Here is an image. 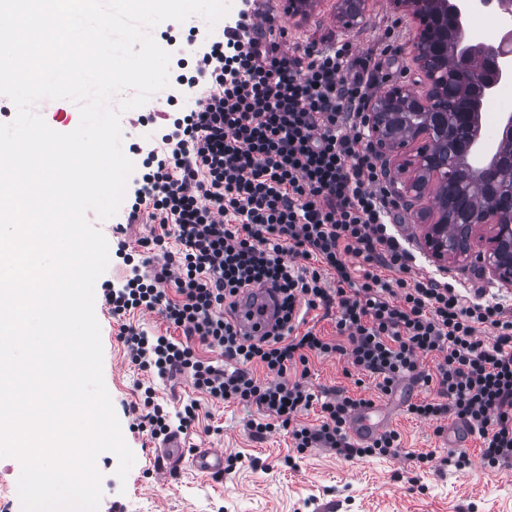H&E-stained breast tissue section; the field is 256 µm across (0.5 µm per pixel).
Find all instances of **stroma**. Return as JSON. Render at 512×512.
<instances>
[{"instance_id": "35a3bbf8", "label": "stroma", "mask_w": 512, "mask_h": 512, "mask_svg": "<svg viewBox=\"0 0 512 512\" xmlns=\"http://www.w3.org/2000/svg\"><path fill=\"white\" fill-rule=\"evenodd\" d=\"M340 0H318L306 18H279L288 32L289 47L314 44L324 48L351 43L356 55L370 57L380 67L375 95L392 84L408 80L415 65L411 32L405 19L394 12L388 0H365L361 22L350 29L340 19ZM177 84L156 93L142 108L125 112L121 119L122 146H137L134 164H141L154 146L153 129L140 125L141 114L166 108L167 99L180 96ZM427 191L420 205L402 209V236L415 257L414 271L452 283L462 293H484L486 299L512 305V288L491 280L473 263L460 259L436 262L424 241V214L434 201ZM95 314L101 327L103 377L121 425L125 442L135 455L126 480L115 471L118 459L103 452L97 458L102 474L103 497L99 512H512V462L495 467L480 458V441L469 448L471 466L459 473L432 460L418 467L415 456L439 451L454 424L425 421L407 411L408 403L425 393L395 388L379 394L373 379L355 382L345 376V363L336 357H311L308 383L316 393L345 391L355 398H373L384 409L389 429L401 438L398 456H372L346 460L327 448L297 451L288 431L272 429L264 436L251 435L245 424L261 419L256 406L220 404L201 400L199 423L186 439L223 449L237 458L235 469L204 476L189 465H181L168 482L157 481L149 448V436L132 426L129 406L143 398V385H152L160 403L176 406L194 396L189 378L160 380L131 364L118 338L121 322L111 318L103 304Z\"/></svg>"}]
</instances>
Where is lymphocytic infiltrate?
I'll return each instance as SVG.
<instances>
[{
  "label": "lymphocytic infiltrate",
  "instance_id": "obj_1",
  "mask_svg": "<svg viewBox=\"0 0 512 512\" xmlns=\"http://www.w3.org/2000/svg\"><path fill=\"white\" fill-rule=\"evenodd\" d=\"M241 2L223 40L196 54L186 81L193 107L176 119L157 111L167 126L150 152L155 168L133 181L128 223L160 232L138 239L144 260L120 287L104 288V305L114 318L158 313L174 333L122 325L131 362L161 379L188 376L211 401L256 405L263 418L248 429H289L297 449L347 460L398 455L393 431L350 442L357 399H322L307 386L310 357L336 355L345 373L373 378L384 393L405 377L434 384V397L409 404V414L469 422L488 465L512 461V312L413 273L392 231L397 205L364 140L374 87L365 61L346 43L285 50V29L254 23V0ZM268 285L282 316L251 341L224 304ZM319 308L335 309L337 340L300 331L303 311ZM428 355L435 366L424 375ZM253 365L268 379L254 377ZM143 395L139 427L152 439L187 433L199 418L197 398L171 412L153 387ZM315 406L320 424L298 423Z\"/></svg>",
  "mask_w": 512,
  "mask_h": 512
}]
</instances>
